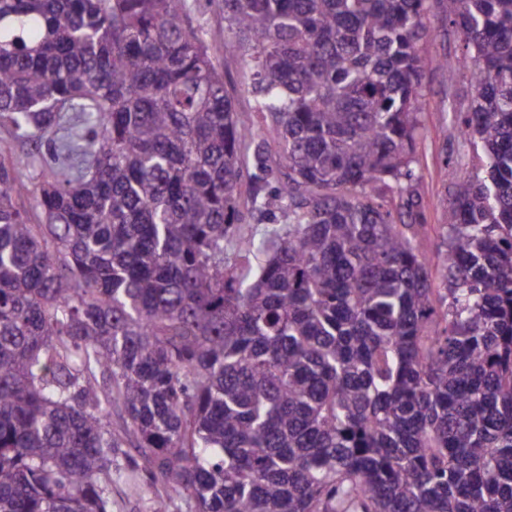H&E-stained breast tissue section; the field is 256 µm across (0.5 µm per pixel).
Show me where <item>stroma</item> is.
<instances>
[{
    "instance_id": "obj_1",
    "label": "stroma",
    "mask_w": 512,
    "mask_h": 512,
    "mask_svg": "<svg viewBox=\"0 0 512 512\" xmlns=\"http://www.w3.org/2000/svg\"><path fill=\"white\" fill-rule=\"evenodd\" d=\"M188 21L207 35L209 53L218 61L225 76L226 87L235 99L237 110L250 111L254 95L242 77L240 62L224 41V9L220 0H186ZM450 0H430V33L426 44L429 65L426 71L424 106L420 114L421 131L415 149V167L419 179L412 190L424 206L426 226L422 232L424 247L435 252L444 249L445 216L453 200V177L468 178L478 171L474 141L459 139L455 123L457 111L466 108L473 89L464 66L470 59L463 41L448 26ZM459 70L456 82H449V70ZM461 152L462 166L449 172L450 151ZM161 485L151 484L145 463L133 447L112 451V483L109 496L112 512H155L156 502L165 496Z\"/></svg>"
}]
</instances>
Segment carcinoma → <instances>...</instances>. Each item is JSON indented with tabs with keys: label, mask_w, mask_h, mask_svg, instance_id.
<instances>
[{
	"label": "carcinoma",
	"mask_w": 512,
	"mask_h": 512,
	"mask_svg": "<svg viewBox=\"0 0 512 512\" xmlns=\"http://www.w3.org/2000/svg\"><path fill=\"white\" fill-rule=\"evenodd\" d=\"M451 2L483 175L443 294L429 0H224L250 113L185 0H0V127L51 144L0 157V512H111L125 441L195 512H512V0ZM253 172L252 167L246 163L243 167V177L241 184V194L239 195L238 203L239 209L244 214L245 220L242 221L241 234L253 237L256 244L262 238V233L266 227L272 225H281L288 223V215L281 211H274V214H266L261 216L259 214H251V202L249 198V175Z\"/></svg>",
	"instance_id": "1"
}]
</instances>
